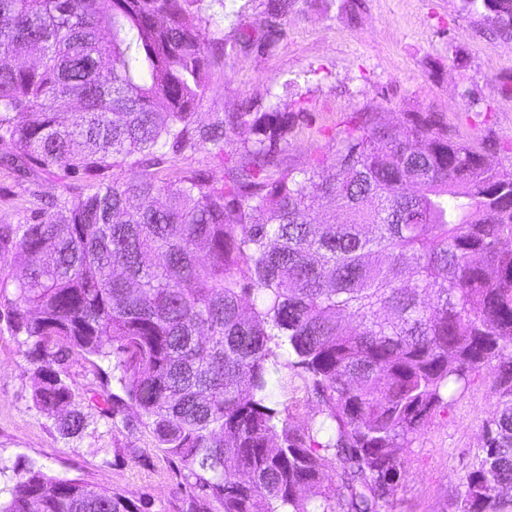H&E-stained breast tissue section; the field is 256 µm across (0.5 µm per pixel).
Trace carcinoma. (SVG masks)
<instances>
[{"label": "carcinoma", "instance_id": "obj_1", "mask_svg": "<svg viewBox=\"0 0 512 512\" xmlns=\"http://www.w3.org/2000/svg\"><path fill=\"white\" fill-rule=\"evenodd\" d=\"M295 0H267L288 19ZM512 36V0H462ZM224 0H0V166L82 176L33 222L0 224L12 333L32 342L34 402L60 431L70 355L114 363L103 416L151 427L182 465L190 512H385L411 438L493 366L498 396L451 512H512V177L430 114L370 111L323 163L280 167L288 113L197 107L223 44ZM244 127L251 157L213 181L109 169ZM355 319V324L346 318ZM272 357L307 375L301 429L272 400ZM0 512H143L129 498L34 464Z\"/></svg>", "mask_w": 512, "mask_h": 512}]
</instances>
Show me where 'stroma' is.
Instances as JSON below:
<instances>
[{
  "label": "stroma",
  "mask_w": 512,
  "mask_h": 512,
  "mask_svg": "<svg viewBox=\"0 0 512 512\" xmlns=\"http://www.w3.org/2000/svg\"><path fill=\"white\" fill-rule=\"evenodd\" d=\"M267 24L264 0H224L210 26L224 41V61L213 69L211 89L198 105L201 120L248 108L288 113L287 168L329 157L361 112L379 109L394 124L407 114L430 113L449 134L479 148L501 174H512V37L500 33L490 12L465 11L462 0H296L274 47L260 52L241 42L240 32L259 35ZM248 137L237 129L223 157L202 148L173 163L221 177L223 167L248 164ZM65 187L76 196L86 181L0 167V223L32 219V191L52 198ZM27 351L23 337L12 335L0 317V497L33 463L57 477L148 501L150 512H187L180 464L157 448L147 425L115 424L100 414L91 392L105 389L106 381L94 379L91 364L77 354L68 361L73 406L89 423L81 436L69 437L34 404ZM491 376L488 367L473 374L468 388L413 436L403 451L408 474L393 512H448L497 405ZM267 380L274 400L290 404L292 427H304L303 378L271 363ZM132 448L140 449L139 457L129 456Z\"/></svg>",
  "instance_id": "1"
}]
</instances>
